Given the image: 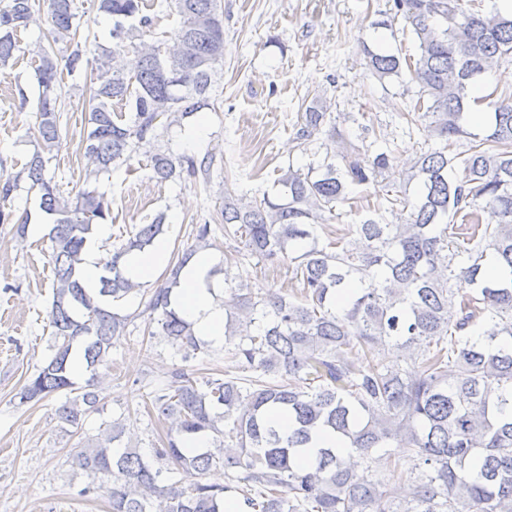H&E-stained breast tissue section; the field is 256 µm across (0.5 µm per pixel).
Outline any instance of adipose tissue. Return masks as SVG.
Returning <instances> with one entry per match:
<instances>
[{
  "label": "adipose tissue",
  "mask_w": 512,
  "mask_h": 512,
  "mask_svg": "<svg viewBox=\"0 0 512 512\" xmlns=\"http://www.w3.org/2000/svg\"><path fill=\"white\" fill-rule=\"evenodd\" d=\"M168 257L167 239L157 238L151 247L129 258L126 272L141 282L154 280ZM210 268L209 253L198 254L183 270L172 299L181 314L192 323L196 336L220 347L224 344V305L216 299V283L207 278Z\"/></svg>",
  "instance_id": "obj_1"
}]
</instances>
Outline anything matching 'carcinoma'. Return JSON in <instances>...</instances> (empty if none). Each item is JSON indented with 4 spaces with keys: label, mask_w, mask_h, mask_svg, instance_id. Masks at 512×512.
Masks as SVG:
<instances>
[{
    "label": "carcinoma",
    "mask_w": 512,
    "mask_h": 512,
    "mask_svg": "<svg viewBox=\"0 0 512 512\" xmlns=\"http://www.w3.org/2000/svg\"><path fill=\"white\" fill-rule=\"evenodd\" d=\"M94 6L112 18V46L93 43L97 57L86 75L81 150L88 180L129 162L159 127L213 108L212 78L224 66L220 0H167L180 28L173 40L153 42L145 36L160 16L146 13L144 0ZM388 11L410 27L417 53L366 45V66L381 82L409 75L417 97L400 118L408 133L439 142L410 167L414 196L387 199L408 218L388 224L377 208L352 225L353 239L331 230L317 235L355 187L383 176L389 156L362 151L314 96L297 115L293 141L325 134L342 149L305 172L288 166L275 198L226 188L221 211L224 238L244 241L248 255L273 263L291 254L299 288L291 297L234 289L224 303L225 336L239 338L231 359L245 375L201 381L175 368L150 393L157 418L168 423L162 447L149 456L113 450L125 436L114 420L94 446L72 455L100 480L112 512H224L228 491L238 493L242 512H512V92L475 95L480 76L512 59V15L483 12L477 0H388ZM32 25L42 31L34 69L41 149L22 173L40 209L54 217V343L19 398L37 403L65 394L58 417L74 425L98 404L110 352L129 320L101 298L141 292L126 262L163 233L166 214L139 225L103 260L98 297L82 287L87 235L95 224L112 223V201L89 187L65 198L47 170L61 138L63 70L73 71L91 49L80 40L74 0H9L0 9V65ZM485 100L491 116L477 132L467 130L468 111ZM119 105L133 112L129 121L115 120ZM462 136L474 143L457 153ZM148 162L160 182L207 172L185 152L158 151ZM485 211L495 222L483 223ZM0 223L16 224L15 238L26 240L28 213L1 206ZM210 233V225H195L194 245L173 254L167 285L146 303L157 325L149 336L163 338L184 362L205 341L171 295L183 269L212 247ZM75 353L89 374L81 387L70 372ZM283 375L291 383H279ZM280 415L292 425L286 440L276 428ZM323 432L341 447H311ZM199 433L223 440L184 447ZM393 453L412 476L404 500L374 471ZM217 467L229 479L222 487L203 481Z\"/></svg>",
    "instance_id": "cac0c4a2"
}]
</instances>
